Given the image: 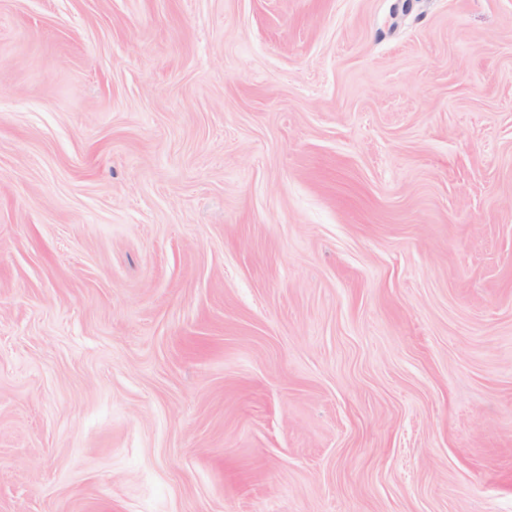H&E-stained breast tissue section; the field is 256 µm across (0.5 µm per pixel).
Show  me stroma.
<instances>
[{
    "label": "stroma",
    "instance_id": "1",
    "mask_svg": "<svg viewBox=\"0 0 512 512\" xmlns=\"http://www.w3.org/2000/svg\"><path fill=\"white\" fill-rule=\"evenodd\" d=\"M0 512H512V0H0Z\"/></svg>",
    "mask_w": 512,
    "mask_h": 512
}]
</instances>
